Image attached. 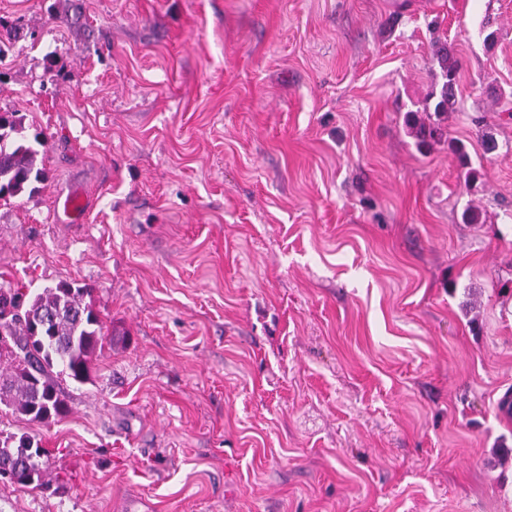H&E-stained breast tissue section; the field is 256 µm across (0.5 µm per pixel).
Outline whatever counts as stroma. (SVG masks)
<instances>
[{
  "label": "stroma",
  "instance_id": "1",
  "mask_svg": "<svg viewBox=\"0 0 512 512\" xmlns=\"http://www.w3.org/2000/svg\"><path fill=\"white\" fill-rule=\"evenodd\" d=\"M511 102L512 0H0L47 174L0 200V288H86L104 333L66 416L0 404L51 474L0 512H512ZM436 56L442 82L438 97L433 106V114L437 120H440L442 117L447 116L448 112L457 111L456 88L459 65L448 49L442 48L438 50Z\"/></svg>",
  "mask_w": 512,
  "mask_h": 512
}]
</instances>
